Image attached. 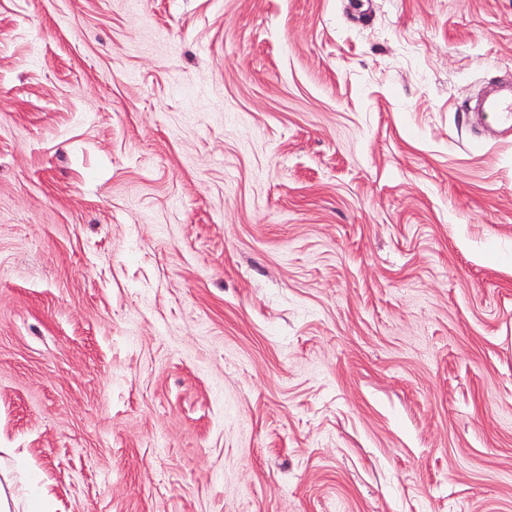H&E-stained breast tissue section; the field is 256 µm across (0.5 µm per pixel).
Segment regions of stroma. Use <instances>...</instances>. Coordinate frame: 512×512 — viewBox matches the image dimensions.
Returning <instances> with one entry per match:
<instances>
[{
  "instance_id": "stroma-1",
  "label": "stroma",
  "mask_w": 512,
  "mask_h": 512,
  "mask_svg": "<svg viewBox=\"0 0 512 512\" xmlns=\"http://www.w3.org/2000/svg\"><path fill=\"white\" fill-rule=\"evenodd\" d=\"M512 0H0V463L45 512H512ZM481 116L489 115L490 119L499 127L512 130V96L505 95L488 102L485 112Z\"/></svg>"
}]
</instances>
